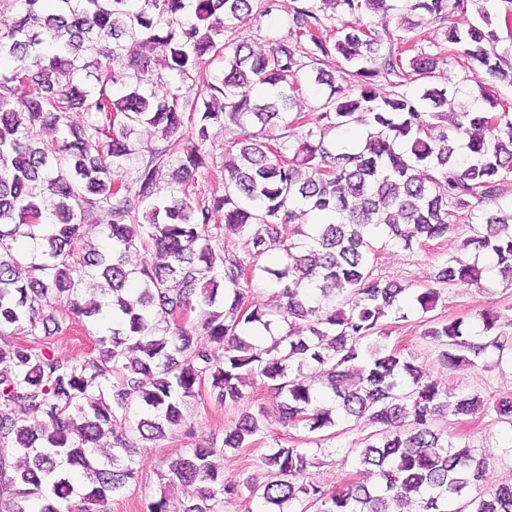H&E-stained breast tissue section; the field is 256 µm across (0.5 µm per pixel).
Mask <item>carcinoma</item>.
<instances>
[{
  "label": "carcinoma",
  "mask_w": 512,
  "mask_h": 512,
  "mask_svg": "<svg viewBox=\"0 0 512 512\" xmlns=\"http://www.w3.org/2000/svg\"><path fill=\"white\" fill-rule=\"evenodd\" d=\"M11 2L12 15L0 18V330L17 327L32 340L0 341V512H106L110 498L141 478L133 436L151 440L182 426L206 387L219 404H244L252 376L267 380L282 398L283 423L302 426L310 442L342 417L382 426L358 451L360 465L377 469L375 487L355 482L329 494L306 479L309 449H274L264 457L266 480L249 487L266 512L293 502L302 512H393L401 503L415 512H512V484L470 497L485 461L435 427L445 411L467 415L481 401L439 388L380 340L382 318H406L407 286L374 275L381 239L410 251L457 234L467 212L478 217L462 253L413 301L428 312L441 289L479 284L481 271L467 260L472 250L491 255L512 283V210L497 206L512 180V113L486 92L474 109L452 89L403 90L409 75L429 77L443 57L379 53L360 13L390 10L387 0H302L289 38L265 53L242 41L229 55L224 27L250 24L274 0ZM467 8L468 0H410L408 11L443 24ZM327 29L336 34L331 45ZM501 39L483 14L448 27L467 69L495 79L512 75L495 50ZM130 41L148 53H126ZM334 54L342 60L336 76L323 69ZM217 58L224 71L212 77L206 65ZM308 71L326 90L290 120ZM170 78L194 81L199 94L152 88ZM380 78L391 92L372 90ZM253 85L271 94L241 92ZM70 112L85 113L86 123L67 125L56 147L42 145L41 129ZM186 120L194 140L185 146ZM247 122L259 133L246 132ZM353 123L367 127L360 144L329 137ZM145 124L168 145L130 167L131 135ZM214 124L229 134L224 194L195 198V174L213 163ZM163 156L174 165L165 188ZM116 175L127 181L122 190L112 186ZM310 214L323 221L296 241L283 238L284 225ZM91 217L105 224L110 248L81 254L71 246ZM223 228L240 246L226 244ZM146 239L154 256L130 262ZM24 244L41 259L22 262ZM273 250L281 267L259 264ZM89 274L103 281L108 302L82 300ZM265 275L285 299L275 313L257 301ZM53 302L78 318L112 316L94 361L37 338L67 329L49 312ZM481 320L483 335L493 334L487 342L472 339L460 320L436 323L424 337L444 347L450 365L460 351L503 350L501 315ZM275 322L287 330L271 345L246 340L255 325ZM200 333L212 348L195 343ZM311 364L324 367L329 405L303 376ZM104 385L110 403L90 397ZM133 400L142 416L120 432ZM264 427L262 412L244 409L225 430L224 447L192 448L170 463L162 478L187 490L180 512H220L225 496L239 494L224 480V449L249 447ZM108 436L112 455L99 461L93 449Z\"/></svg>",
  "instance_id": "cac0c4a2"
}]
</instances>
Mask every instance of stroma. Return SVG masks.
I'll return each instance as SVG.
<instances>
[{
  "mask_svg": "<svg viewBox=\"0 0 512 512\" xmlns=\"http://www.w3.org/2000/svg\"><path fill=\"white\" fill-rule=\"evenodd\" d=\"M299 4L300 0H276L272 12L258 17L249 28L242 30L226 26L225 44L232 46L245 39L254 51L266 52L275 41L288 37L293 27V10ZM409 47L416 54L438 53L445 58L444 65L439 66L433 78L408 84L409 93H421L426 86L441 89L456 85L463 92L474 95L479 90H486L502 106L512 108V84L492 79L481 71L470 72L450 51L445 26L420 24L412 32ZM209 134L215 160L213 165L195 176L192 190L199 198L210 197L224 189L222 154L225 133L223 128L215 126ZM460 245L461 240L457 237L434 241L411 251L389 245L381 248L378 254L376 273L381 278L397 280L409 288L420 290L432 285L438 266L459 254ZM477 264L482 271L479 285L444 289L431 313H422L411 303L407 306L405 319L388 316L383 324L386 344L414 360L429 379L455 396H477L484 400L482 412L469 416L450 415L439 419L437 426L447 431L457 446L469 447L476 456L485 458L487 466L481 488L486 491L512 483V425L501 422L492 409L494 402L512 398V347L502 353L490 348L480 357L463 359L451 367L441 361L438 346L424 336L426 321L430 318L439 322L461 320L468 329L477 332L482 328V311L512 309V286L502 280L493 261L483 254ZM110 325L107 319L95 324L74 320L66 332L46 336L45 341L59 353L79 355L88 360L96 357V341L106 335ZM247 392L253 406L263 411L265 430L252 439L249 447L225 450L224 476L242 485L262 483L266 476L263 457L274 448L300 446L304 435L303 430L282 423L279 402L272 398L262 379H254ZM189 414L192 434L173 431L155 441H138L136 458L142 479L136 487L113 497L107 505V512H143L148 499L163 492L171 502L181 500L185 495L182 487H165L161 473L166 471L171 461L186 454L190 448H222L225 427L239 416L237 410L215 404L204 396L191 403ZM373 431V426L363 420H342L335 428L325 431L320 450L313 453L314 461L308 469L310 478L330 491L343 489L352 481L369 486L375 484L376 476L360 468L351 452L352 447L365 442Z\"/></svg>",
  "mask_w": 512,
  "mask_h": 512,
  "instance_id": "35a3bbf8",
  "label": "stroma"
}]
</instances>
